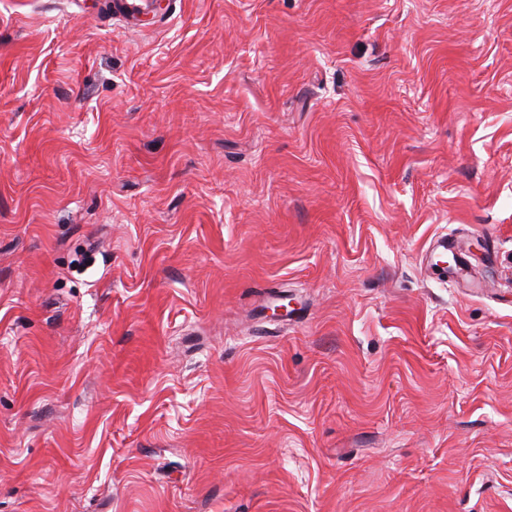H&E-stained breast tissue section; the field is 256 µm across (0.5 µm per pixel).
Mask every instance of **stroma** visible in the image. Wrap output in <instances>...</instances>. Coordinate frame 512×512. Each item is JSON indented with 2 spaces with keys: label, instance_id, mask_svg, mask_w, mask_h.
<instances>
[{
  "label": "stroma",
  "instance_id": "stroma-1",
  "mask_svg": "<svg viewBox=\"0 0 512 512\" xmlns=\"http://www.w3.org/2000/svg\"><path fill=\"white\" fill-rule=\"evenodd\" d=\"M0 512H512V0H0Z\"/></svg>",
  "mask_w": 512,
  "mask_h": 512
}]
</instances>
